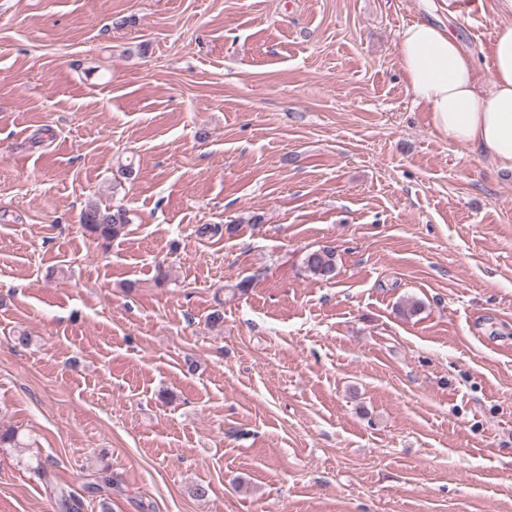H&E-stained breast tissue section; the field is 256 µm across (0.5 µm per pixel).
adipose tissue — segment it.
<instances>
[{
	"mask_svg": "<svg viewBox=\"0 0 512 512\" xmlns=\"http://www.w3.org/2000/svg\"><path fill=\"white\" fill-rule=\"evenodd\" d=\"M396 52L410 91L427 106L440 137L512 171V24L496 30L495 78L485 89L478 84L477 60L461 51L451 31L427 22L409 24L398 34Z\"/></svg>",
	"mask_w": 512,
	"mask_h": 512,
	"instance_id": "1",
	"label": "adipose tissue"
}]
</instances>
